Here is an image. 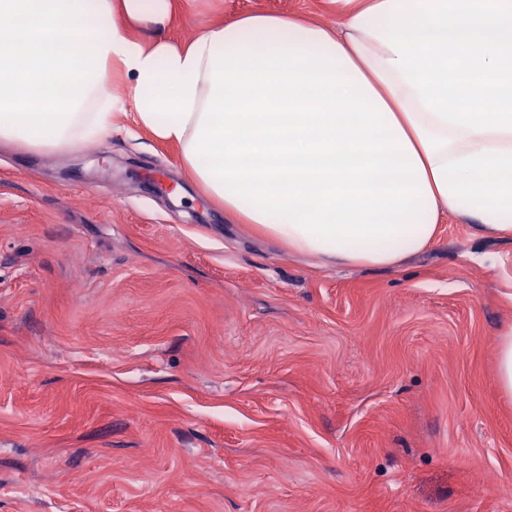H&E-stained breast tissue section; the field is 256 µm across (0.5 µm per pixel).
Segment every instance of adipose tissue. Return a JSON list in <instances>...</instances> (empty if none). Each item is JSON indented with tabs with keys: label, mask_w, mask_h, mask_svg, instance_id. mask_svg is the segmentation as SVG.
Wrapping results in <instances>:
<instances>
[{
	"label": "adipose tissue",
	"mask_w": 512,
	"mask_h": 512,
	"mask_svg": "<svg viewBox=\"0 0 512 512\" xmlns=\"http://www.w3.org/2000/svg\"><path fill=\"white\" fill-rule=\"evenodd\" d=\"M338 29L246 14L177 45L171 0H0V144L137 127L225 213L325 264L393 268L445 217L512 239V0H334Z\"/></svg>",
	"instance_id": "1"
}]
</instances>
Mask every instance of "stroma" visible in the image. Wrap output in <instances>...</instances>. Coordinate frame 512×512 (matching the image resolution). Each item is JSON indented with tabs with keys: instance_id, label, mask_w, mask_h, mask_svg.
<instances>
[{
	"instance_id": "stroma-1",
	"label": "stroma",
	"mask_w": 512,
	"mask_h": 512,
	"mask_svg": "<svg viewBox=\"0 0 512 512\" xmlns=\"http://www.w3.org/2000/svg\"><path fill=\"white\" fill-rule=\"evenodd\" d=\"M332 0H172L184 43ZM0 145V512H512V242L451 216L398 268L259 237L119 113ZM497 382L503 393L512 398V327L504 329L496 339Z\"/></svg>"
}]
</instances>
